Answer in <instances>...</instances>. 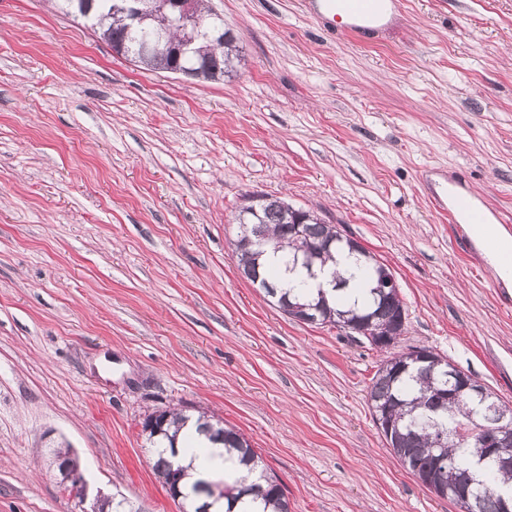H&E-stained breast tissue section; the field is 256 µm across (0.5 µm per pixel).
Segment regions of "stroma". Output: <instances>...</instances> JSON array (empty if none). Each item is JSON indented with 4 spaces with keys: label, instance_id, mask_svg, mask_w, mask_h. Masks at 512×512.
<instances>
[{
    "label": "stroma",
    "instance_id": "stroma-1",
    "mask_svg": "<svg viewBox=\"0 0 512 512\" xmlns=\"http://www.w3.org/2000/svg\"><path fill=\"white\" fill-rule=\"evenodd\" d=\"M232 76L146 71L53 0H0V512H178L142 432L207 411L290 512H459L395 457L383 353L241 277L243 196L270 194L394 274L406 331L512 404V288L430 201L458 179L512 217V0H400L362 44L305 0H209ZM70 448L83 498L45 453Z\"/></svg>",
    "mask_w": 512,
    "mask_h": 512
}]
</instances>
